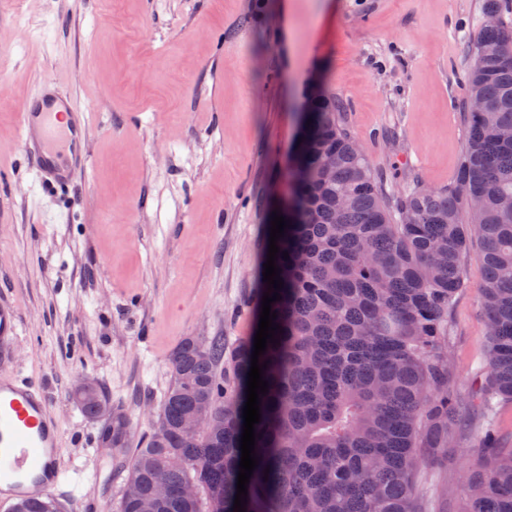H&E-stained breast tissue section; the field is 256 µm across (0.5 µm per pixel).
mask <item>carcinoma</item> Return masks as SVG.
<instances>
[{
  "instance_id": "obj_1",
  "label": "carcinoma",
  "mask_w": 512,
  "mask_h": 512,
  "mask_svg": "<svg viewBox=\"0 0 512 512\" xmlns=\"http://www.w3.org/2000/svg\"><path fill=\"white\" fill-rule=\"evenodd\" d=\"M499 19L473 36L457 171L439 191L414 188L394 203L357 146L344 106L329 95L301 118L299 160L281 215L271 304L276 342L259 364L268 392L255 425L258 465L246 512H417L421 449L445 456L478 401L458 512H512V448L494 422L512 402V0H486ZM336 156V170L326 159ZM483 244L489 348L472 396L448 367V312L465 286L472 236ZM288 257H283V253ZM254 336L184 338L169 357L157 426L138 448L101 385L78 384L83 416L102 419L99 441L127 453L118 512H235L243 408ZM11 512H59L50 494Z\"/></svg>"
}]
</instances>
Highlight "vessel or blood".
Returning <instances> with one entry per match:
<instances>
[{
  "label": "vessel or blood",
  "instance_id": "1",
  "mask_svg": "<svg viewBox=\"0 0 512 512\" xmlns=\"http://www.w3.org/2000/svg\"><path fill=\"white\" fill-rule=\"evenodd\" d=\"M19 143L28 171L45 188L75 199L76 178L89 161L88 120L54 79L18 106ZM14 304H0V502L43 497L61 475V430L45 388L12 378L18 334Z\"/></svg>",
  "mask_w": 512,
  "mask_h": 512
}]
</instances>
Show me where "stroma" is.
<instances>
[{
  "label": "stroma",
  "instance_id": "35a3bbf8",
  "mask_svg": "<svg viewBox=\"0 0 512 512\" xmlns=\"http://www.w3.org/2000/svg\"><path fill=\"white\" fill-rule=\"evenodd\" d=\"M484 0H0V300L13 374L42 384L63 433L66 512H115L126 459L70 395L95 376L149 433L187 336L251 335L258 265L288 189L298 117L336 95L387 194L447 186L466 130L460 78ZM55 79L90 121L79 203L26 173L17 104ZM448 313L470 392L488 345L482 246ZM470 439L421 471L418 512H457Z\"/></svg>",
  "mask_w": 512,
  "mask_h": 512
}]
</instances>
